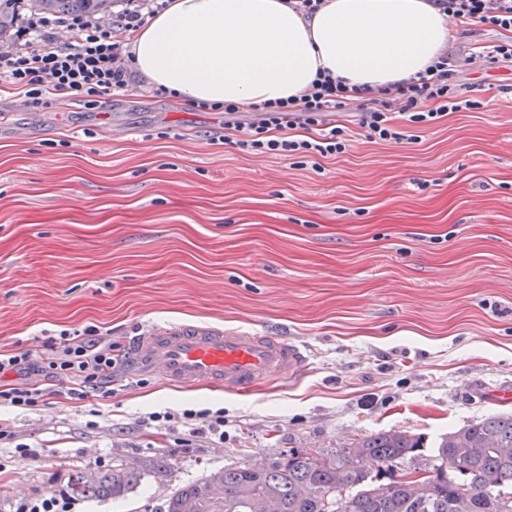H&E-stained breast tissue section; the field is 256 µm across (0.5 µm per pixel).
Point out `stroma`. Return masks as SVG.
<instances>
[{
    "label": "stroma",
    "instance_id": "stroma-1",
    "mask_svg": "<svg viewBox=\"0 0 512 512\" xmlns=\"http://www.w3.org/2000/svg\"><path fill=\"white\" fill-rule=\"evenodd\" d=\"M477 109L414 144L353 135L321 170L225 145L224 115L131 86L105 108L0 92V351L94 325L126 344L157 321L310 344L301 376L249 395L116 369L115 396L0 410V512L70 472L166 466L121 500L165 512L181 487L291 448L441 437L512 413V67L461 71ZM223 409L224 440L153 412ZM27 444L35 457L20 455Z\"/></svg>",
    "mask_w": 512,
    "mask_h": 512
}]
</instances>
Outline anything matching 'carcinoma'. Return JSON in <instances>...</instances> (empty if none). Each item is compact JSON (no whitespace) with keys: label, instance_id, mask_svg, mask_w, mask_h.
Instances as JSON below:
<instances>
[{"label":"carcinoma","instance_id":"obj_1","mask_svg":"<svg viewBox=\"0 0 512 512\" xmlns=\"http://www.w3.org/2000/svg\"><path fill=\"white\" fill-rule=\"evenodd\" d=\"M21 0H0V39L14 28ZM45 14L107 17L102 0H27ZM423 439L401 431L363 435L350 447L315 454L292 448L267 465L228 467L177 490L166 512H512V413L489 415L441 438L430 467ZM141 478L134 466L79 469L69 490L119 498ZM223 493L218 495L215 489Z\"/></svg>","mask_w":512,"mask_h":512}]
</instances>
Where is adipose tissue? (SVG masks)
I'll return each mask as SVG.
<instances>
[{"instance_id": "obj_1", "label": "adipose tissue", "mask_w": 512, "mask_h": 512, "mask_svg": "<svg viewBox=\"0 0 512 512\" xmlns=\"http://www.w3.org/2000/svg\"><path fill=\"white\" fill-rule=\"evenodd\" d=\"M448 26L431 0H328L309 19L287 0H171L135 34L133 69L182 100L259 105L323 69L349 85L410 79Z\"/></svg>"}]
</instances>
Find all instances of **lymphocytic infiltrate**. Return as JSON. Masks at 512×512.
<instances>
[{
	"label": "lymphocytic infiltrate",
	"instance_id": "obj_1",
	"mask_svg": "<svg viewBox=\"0 0 512 512\" xmlns=\"http://www.w3.org/2000/svg\"><path fill=\"white\" fill-rule=\"evenodd\" d=\"M113 3L115 10L105 19L20 17L14 37L0 47V88L18 91L30 104L71 97L95 108L127 92L136 82L132 36L164 10L168 0ZM434 4L461 33L478 23L499 34L495 44L473 47L464 65L512 64V0H434ZM477 106V101L467 98L444 53L417 77L376 88L350 87L326 72L296 97L252 106L245 119L234 104L192 102L188 108L223 113L224 142L238 152L299 159L316 168L321 160L346 151L349 129L337 122L338 114L354 112L370 142L413 144L416 129ZM115 365V345L93 325L61 331L38 350L0 351V408L37 409L46 401L49 384L55 382L65 384L74 401L93 392L114 396Z\"/></svg>",
	"mask_w": 512,
	"mask_h": 512
}]
</instances>
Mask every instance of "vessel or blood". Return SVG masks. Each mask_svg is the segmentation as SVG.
<instances>
[{"label":"vessel or blood","mask_w":512,"mask_h":512,"mask_svg":"<svg viewBox=\"0 0 512 512\" xmlns=\"http://www.w3.org/2000/svg\"><path fill=\"white\" fill-rule=\"evenodd\" d=\"M312 359L310 346L285 336L168 322L148 326L124 354L132 374L240 394L300 376Z\"/></svg>","instance_id":"vessel-or-blood-1"}]
</instances>
